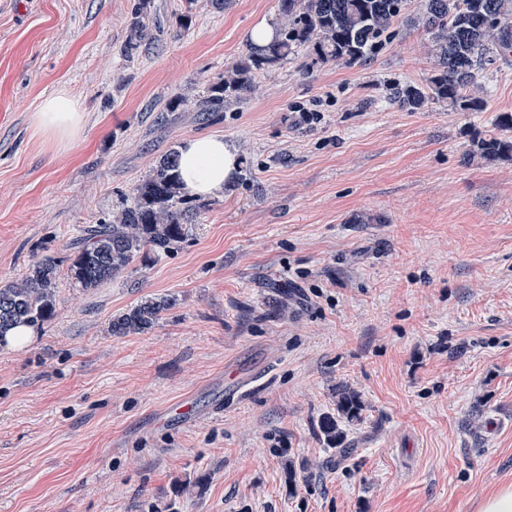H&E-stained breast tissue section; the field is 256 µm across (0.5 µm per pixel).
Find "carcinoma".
<instances>
[{
    "mask_svg": "<svg viewBox=\"0 0 512 512\" xmlns=\"http://www.w3.org/2000/svg\"><path fill=\"white\" fill-rule=\"evenodd\" d=\"M411 0H278L280 24L265 45H250L245 56L210 87L201 111L222 112L224 104L246 99L255 74L290 56L304 54L305 64L352 65L370 60L392 38L393 26L408 12ZM145 3L136 6L124 53L138 50L146 37ZM414 24L428 37L433 74L423 86L394 85L391 101L414 112L432 101L462 110L478 107L483 78L499 56L512 50V0H422ZM473 153L491 161L512 157V141L482 138ZM178 151L163 154L152 173L137 184L131 200L110 220L80 230L66 259L44 254L19 280L0 284V340L18 324L39 326L56 312L58 269L68 261L71 285L92 291L121 276L142 255L166 254L182 242L206 203L181 194ZM175 304L170 295L147 297L112 320L114 335L151 329ZM362 405L353 393L342 394L338 412L361 419ZM327 440L342 445L337 420L320 426Z\"/></svg>",
    "mask_w": 512,
    "mask_h": 512,
    "instance_id": "cac0c4a2",
    "label": "carcinoma"
}]
</instances>
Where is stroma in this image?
<instances>
[{
	"instance_id": "stroma-1",
	"label": "stroma",
	"mask_w": 512,
	"mask_h": 512,
	"mask_svg": "<svg viewBox=\"0 0 512 512\" xmlns=\"http://www.w3.org/2000/svg\"><path fill=\"white\" fill-rule=\"evenodd\" d=\"M137 2L0 0V281L69 256L186 139L242 165L173 253L60 279L54 318L0 344V512H479L512 485V159L472 142L512 113V52L479 112L391 101L432 74L402 22L366 63L291 57L203 112L278 0H150L127 57ZM62 91L84 114L66 149L33 123ZM158 295L149 332L112 334ZM344 391L340 461L319 424ZM146 2V0H142V3L137 5L134 10L130 23V34L124 46V53L127 55H131L133 51L138 50L147 35L146 23L144 22ZM175 304L169 295L147 297L112 320L113 335L139 334L151 329L160 319L161 314Z\"/></svg>"
}]
</instances>
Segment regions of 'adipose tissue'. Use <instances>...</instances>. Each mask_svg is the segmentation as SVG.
<instances>
[{
	"label": "adipose tissue",
	"mask_w": 512,
	"mask_h": 512,
	"mask_svg": "<svg viewBox=\"0 0 512 512\" xmlns=\"http://www.w3.org/2000/svg\"><path fill=\"white\" fill-rule=\"evenodd\" d=\"M35 120L48 140L61 143L81 130L83 114L72 96L61 93L44 100ZM179 156L182 190L192 197L222 196L240 165L236 147L220 136L187 140Z\"/></svg>",
	"instance_id": "obj_1"
}]
</instances>
